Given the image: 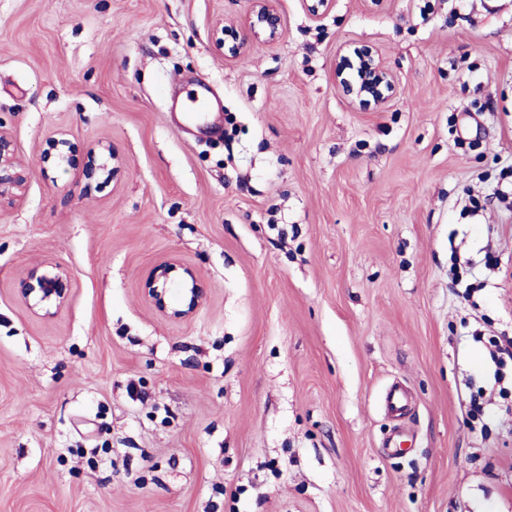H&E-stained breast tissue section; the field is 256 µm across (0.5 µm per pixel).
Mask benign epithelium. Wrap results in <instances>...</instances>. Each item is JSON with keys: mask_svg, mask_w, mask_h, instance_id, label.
<instances>
[{"mask_svg": "<svg viewBox=\"0 0 512 512\" xmlns=\"http://www.w3.org/2000/svg\"><path fill=\"white\" fill-rule=\"evenodd\" d=\"M281 18L272 0H251V7L241 29L218 27L213 31L216 45L236 57L247 48L250 41L265 38L275 41L281 35ZM357 62L358 80L351 82L344 77L351 60ZM336 81L351 103L363 110L377 108L389 101L397 92V80L385 67L376 50L368 45H349L339 57L335 68ZM16 147L11 134L0 124V203L11 201L26 181L24 170L15 159ZM112 147L99 144L87 151L82 162V172L89 186L96 187L102 175H112ZM42 161L54 166L73 163V147L69 140L59 138L54 142V152L43 156ZM50 270L39 272L30 269L18 283L21 297L32 307L45 313L59 309L68 300L72 276L56 264H48ZM182 288V304L172 308L168 302L167 286ZM145 295L160 312L173 318L191 316L200 307L204 295L199 288L193 270L181 261L171 259L158 264L151 279L145 285Z\"/></svg>", "mask_w": 512, "mask_h": 512, "instance_id": "benign-epithelium-1", "label": "benign epithelium"}]
</instances>
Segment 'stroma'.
<instances>
[{"mask_svg":"<svg viewBox=\"0 0 512 512\" xmlns=\"http://www.w3.org/2000/svg\"><path fill=\"white\" fill-rule=\"evenodd\" d=\"M273 5L280 39L228 58L213 31L250 0H0L26 173L0 206V512H512V397L472 338L512 336V0ZM349 43L398 78L377 109L336 85ZM198 83L231 141L177 127ZM61 136L111 145V181L44 166ZM171 258L205 296L185 319L144 293ZM44 261L72 275L50 316L17 290Z\"/></svg>","mask_w":512,"mask_h":512,"instance_id":"obj_1","label":"stroma"}]
</instances>
